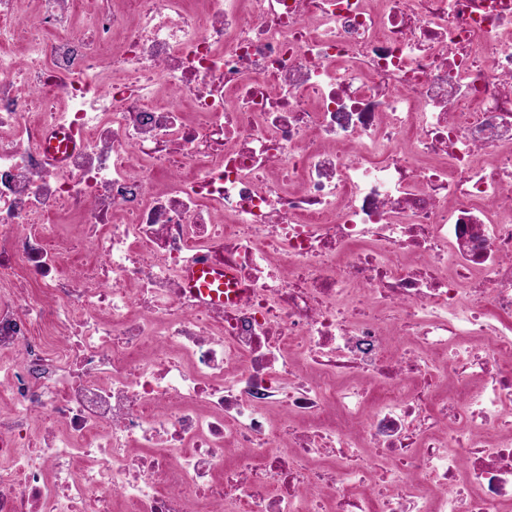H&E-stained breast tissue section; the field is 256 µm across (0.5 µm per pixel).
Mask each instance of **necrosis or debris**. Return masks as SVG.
Listing matches in <instances>:
<instances>
[{
	"label": "necrosis or debris",
	"instance_id": "necrosis-or-debris-1",
	"mask_svg": "<svg viewBox=\"0 0 512 512\" xmlns=\"http://www.w3.org/2000/svg\"><path fill=\"white\" fill-rule=\"evenodd\" d=\"M35 2L0 512H512V0ZM233 276V273L229 270L215 268L211 265L207 266L204 264L199 265L196 268L192 267L186 273L185 278L189 288L195 296L202 298L200 296V294H202L205 298L207 295H210V301L204 299L208 303H223V297L218 298L215 293L210 292L207 288H209V285L212 284L214 280H218L222 285L221 288H224V279L231 280L233 279Z\"/></svg>",
	"mask_w": 512,
	"mask_h": 512
}]
</instances>
